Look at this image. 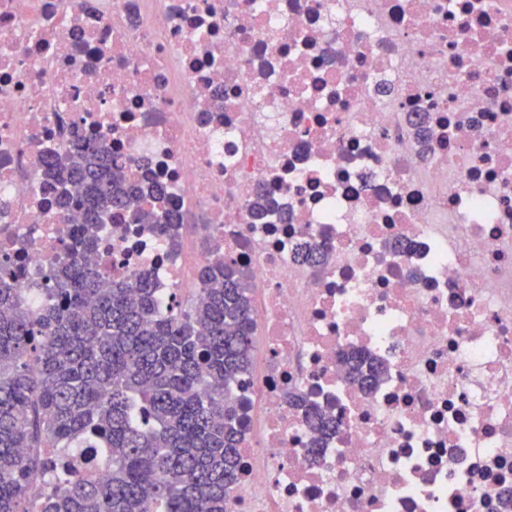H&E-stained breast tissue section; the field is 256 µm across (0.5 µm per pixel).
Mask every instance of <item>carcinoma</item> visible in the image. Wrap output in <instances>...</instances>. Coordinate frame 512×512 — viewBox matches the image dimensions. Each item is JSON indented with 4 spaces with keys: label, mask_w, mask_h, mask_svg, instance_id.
I'll list each match as a JSON object with an SVG mask.
<instances>
[{
    "label": "carcinoma",
    "mask_w": 512,
    "mask_h": 512,
    "mask_svg": "<svg viewBox=\"0 0 512 512\" xmlns=\"http://www.w3.org/2000/svg\"><path fill=\"white\" fill-rule=\"evenodd\" d=\"M44 176L56 208H83L91 226L114 212L181 225L165 189L116 176L104 141L75 144L65 165L48 158ZM14 277L0 268V512H226L243 420L224 385L248 373L254 348L247 272L211 261L201 303L177 297L167 311L149 275L111 284L75 256L50 269L37 310ZM381 373L349 370L364 389Z\"/></svg>",
    "instance_id": "obj_1"
}]
</instances>
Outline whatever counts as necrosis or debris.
<instances>
[{
    "instance_id": "necrosis-or-debris-1",
    "label": "necrosis or debris",
    "mask_w": 512,
    "mask_h": 512,
    "mask_svg": "<svg viewBox=\"0 0 512 512\" xmlns=\"http://www.w3.org/2000/svg\"><path fill=\"white\" fill-rule=\"evenodd\" d=\"M79 138L184 217L82 262L164 310L207 260L249 272L227 512H512V0H0V263L34 307L83 222L43 164ZM383 369L377 364H370L367 368L363 361L351 365L349 374L354 382H357L363 389H371L376 384Z\"/></svg>"
}]
</instances>
